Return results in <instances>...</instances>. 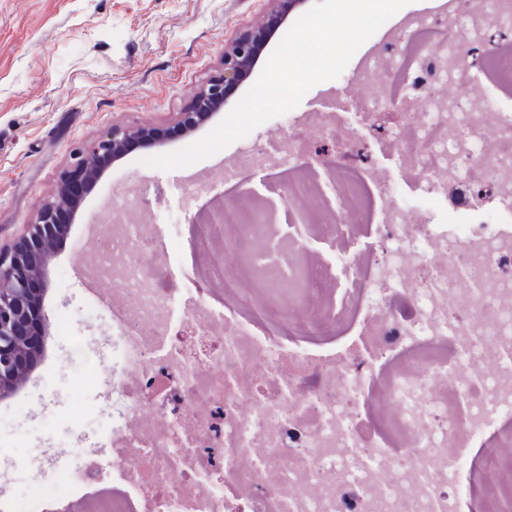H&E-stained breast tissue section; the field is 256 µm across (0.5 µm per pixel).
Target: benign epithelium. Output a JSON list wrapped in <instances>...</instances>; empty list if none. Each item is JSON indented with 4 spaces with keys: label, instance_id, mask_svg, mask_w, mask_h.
Returning <instances> with one entry per match:
<instances>
[{
    "label": "benign epithelium",
    "instance_id": "obj_1",
    "mask_svg": "<svg viewBox=\"0 0 512 512\" xmlns=\"http://www.w3.org/2000/svg\"><path fill=\"white\" fill-rule=\"evenodd\" d=\"M267 8L260 23L248 25L224 42L221 71L209 77L195 94L191 104L176 113L168 126L151 122L112 125V129L91 142L84 152L94 159L86 165L81 158L64 171L55 197L43 201L35 218L24 225L23 232L8 244L0 245V399L16 390L20 378L37 364L36 351L45 333L47 320L42 295L46 288L44 269L49 245L65 230L59 219L61 208L76 212L80 201L103 173L136 146L156 145L169 134L187 135L205 124L223 105L227 97L251 75L255 63L278 27L306 0H266ZM261 217L268 224L286 223L300 234L312 220L292 213L287 205V189L279 200L258 204ZM499 484L495 512H512V461L498 465Z\"/></svg>",
    "mask_w": 512,
    "mask_h": 512
}]
</instances>
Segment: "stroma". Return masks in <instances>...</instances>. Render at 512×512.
Segmentation results:
<instances>
[{
    "mask_svg": "<svg viewBox=\"0 0 512 512\" xmlns=\"http://www.w3.org/2000/svg\"><path fill=\"white\" fill-rule=\"evenodd\" d=\"M265 0H0V242L16 238L51 195L72 151L112 125L169 123L195 89L221 68L225 40L261 19ZM400 9L356 52L344 72L315 85L291 112L190 167L161 171L143 158L201 140L191 134L140 147L116 161L82 200L65 246L54 250L43 308L47 336L20 391L0 400V512H17L31 475L49 479V455H95L93 441L123 405L116 392L119 356L112 351L110 306L88 278L97 251L115 229L112 200L140 199L123 219L148 225L170 243L164 266L176 289L169 314L180 318L196 278L190 220L198 189L219 181L225 163L264 150L249 185L270 197V159L286 153L289 125L339 115L353 124L362 110L355 79L388 32L415 16ZM375 167L393 189L391 202L411 212L437 208L416 184L393 144L372 142ZM94 374L93 388L76 384Z\"/></svg>",
    "mask_w": 512,
    "mask_h": 512,
    "instance_id": "1",
    "label": "stroma"
}]
</instances>
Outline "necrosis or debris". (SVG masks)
Here are the masks:
<instances>
[{"mask_svg":"<svg viewBox=\"0 0 512 512\" xmlns=\"http://www.w3.org/2000/svg\"><path fill=\"white\" fill-rule=\"evenodd\" d=\"M453 14L408 23V35L431 46L409 68L411 100L388 95L398 53L383 42L359 75L363 118L382 140V117H400L397 138L412 142L415 181L449 198V220L431 211L383 213L376 249L348 257L346 277L323 255L309 253L285 225L241 224L224 240L213 267L231 272L238 244L254 246L251 262L279 274L268 297L238 291L239 307L265 306L280 320L301 319L311 331L335 324L360 303L355 328L327 345L297 344L209 298L198 279L180 320L167 306L169 281L154 267L167 251L140 226L123 225L104 245L97 267L112 286V340L128 377L126 408L112 426V472L74 457L62 486L39 484L36 512H70L89 498L113 512L114 493L139 512H456L467 493V448L502 415H512V114L478 110L473 95L439 88L459 84L461 54L512 71V57L486 48L490 35L512 38V0H454ZM298 148L335 142L339 169L362 173L380 202L390 188L358 135L340 118L296 123ZM124 254L115 265L112 253ZM453 339L451 356L400 372L371 414V383L392 356L414 345ZM466 399L458 421L454 405Z\"/></svg>","mask_w":512,"mask_h":512,"instance_id":"1","label":"necrosis or debris"}]
</instances>
